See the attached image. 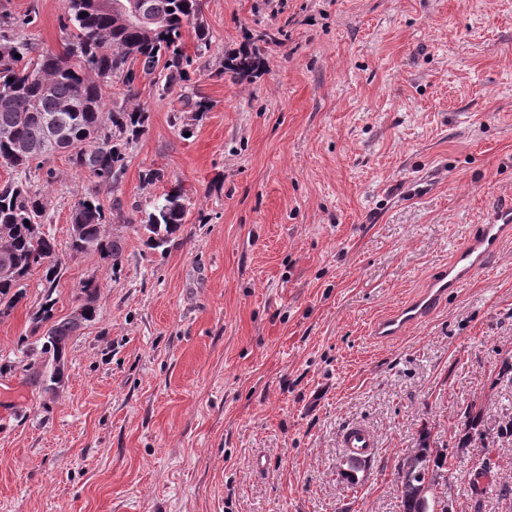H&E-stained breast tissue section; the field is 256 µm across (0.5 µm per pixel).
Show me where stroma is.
Returning <instances> with one entry per match:
<instances>
[{
	"label": "stroma",
	"instance_id": "obj_1",
	"mask_svg": "<svg viewBox=\"0 0 512 512\" xmlns=\"http://www.w3.org/2000/svg\"><path fill=\"white\" fill-rule=\"evenodd\" d=\"M31 10L18 36L61 51L63 0H0ZM202 17L210 111L182 134L141 80L149 126L100 194L124 214L117 268L69 249L88 173L60 153L54 183L30 178L62 260L55 318L100 288L55 390L21 365L42 269L0 318V512H399L396 465L425 429L454 448L451 512H512V238L429 321L370 333L512 197V0H202ZM245 44L262 68L224 75ZM177 183L190 211L160 253L132 218ZM471 403L496 463L480 479L455 438ZM349 423L377 439L354 485Z\"/></svg>",
	"mask_w": 512,
	"mask_h": 512
}]
</instances>
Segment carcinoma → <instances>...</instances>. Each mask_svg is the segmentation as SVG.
Here are the masks:
<instances>
[{
	"mask_svg": "<svg viewBox=\"0 0 512 512\" xmlns=\"http://www.w3.org/2000/svg\"><path fill=\"white\" fill-rule=\"evenodd\" d=\"M114 0H64L60 29L65 34L62 51L35 53L32 45L15 37L18 27L32 23L30 15L15 17L0 13V165L15 177L0 186V231L7 235L0 244V264L12 276L0 279V307L12 310L24 298L30 272H45L46 296L39 314L32 317L34 330L51 323L46 334L27 347L29 362L22 370L50 369L49 382L57 384L58 367L65 366L66 348L79 328L96 319L94 306L99 284L82 283L81 320L53 315V292L57 288L59 259L54 239L39 236L33 225L41 223L45 206L29 188V177L44 168L53 155L46 128L61 131L68 160L89 173L95 189L78 196L71 223L79 225L70 239L74 254L97 253L114 269L121 262L122 241L107 233L109 223L99 191L114 187L127 165V150L146 132L149 108L137 101L136 84L154 77L162 94H177L181 111L193 117L210 110L208 99L185 94L196 72L195 64L210 49L211 37L201 14L200 0H155L163 24L153 30L120 24L114 20ZM194 31V51L188 53L183 32ZM132 65L121 66L127 58ZM260 63L259 52L245 48L224 64V73L243 77ZM126 88L121 102L107 105L102 94L106 83ZM189 198L176 185L153 201L140 219L152 250L165 247L185 224ZM483 413L470 405L464 410L462 448L483 440ZM451 464L443 452H433L428 442L399 466L403 512H448V502L438 495L449 484Z\"/></svg>",
	"mask_w": 512,
	"mask_h": 512,
	"instance_id": "1",
	"label": "carcinoma"
}]
</instances>
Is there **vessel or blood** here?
<instances>
[{"label":"vessel or blood","instance_id":"vessel-or-blood-1","mask_svg":"<svg viewBox=\"0 0 512 512\" xmlns=\"http://www.w3.org/2000/svg\"><path fill=\"white\" fill-rule=\"evenodd\" d=\"M509 238H512V200L497 207L485 223L469 233L448 263L428 279L418 295L378 320L373 326V336L381 341L391 340L431 318L451 293L471 281L497 256L502 243ZM341 443L352 457L359 460L368 459L376 446L374 434L360 424L344 427Z\"/></svg>","mask_w":512,"mask_h":512}]
</instances>
